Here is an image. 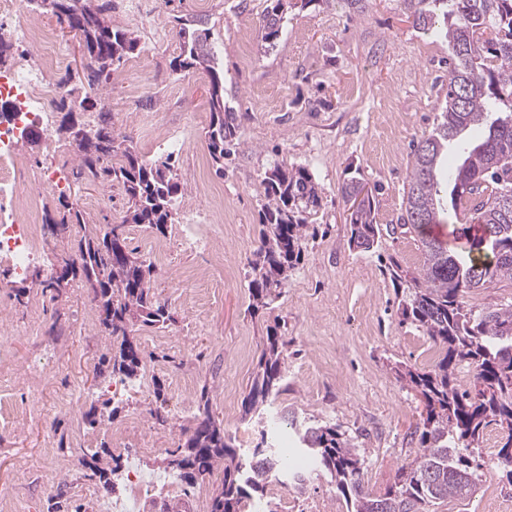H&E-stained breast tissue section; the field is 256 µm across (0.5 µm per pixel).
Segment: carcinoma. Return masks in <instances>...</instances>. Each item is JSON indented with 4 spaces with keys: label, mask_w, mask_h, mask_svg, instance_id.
I'll use <instances>...</instances> for the list:
<instances>
[{
    "label": "carcinoma",
    "mask_w": 512,
    "mask_h": 512,
    "mask_svg": "<svg viewBox=\"0 0 512 512\" xmlns=\"http://www.w3.org/2000/svg\"><path fill=\"white\" fill-rule=\"evenodd\" d=\"M329 0H268L258 19L264 48L276 47L287 11ZM44 12L79 36L87 53L88 85L110 76L112 65L139 50L136 32L112 22L114 0H82L76 20L67 14L70 0H49ZM416 28L437 31L448 41V93L440 122L412 144L405 212L398 224L376 221L373 197H364L349 219L350 246L362 252L377 247L386 236L416 233L423 264L409 272L395 260L386 268L401 288L398 310L402 322L420 329L438 348L429 370L408 368L401 377L422 397L426 417L415 431V458L401 467L383 494L365 487L363 462L354 439L331 423L299 421L280 414L299 436L303 453L286 456L273 448L257 447L240 453L232 437L210 414L203 390L197 401L201 420L183 445L169 452L166 469L187 487L224 465V480L210 503V512H244L249 502L261 501L267 481L264 470L281 475V483L297 494L307 491L310 473L300 471L309 461L326 471L346 504L347 512H430L450 497L469 498L477 491L476 471L482 456L476 452L484 430L501 431L496 465L512 479V304L474 312L466 297L496 279L512 281V0H401ZM181 52L172 59V72L202 71L209 77L210 123L205 140L215 172L224 175V159L239 140L237 116L224 101V64L213 39L209 19L175 18ZM91 146L75 143L80 178L119 187L127 198L121 223L106 231L88 232L77 243L75 259L67 266L81 275L103 324L116 342L110 375L138 379L146 363L132 327L164 329L171 321L167 306L151 286L154 270L135 256L121 229L138 224L164 236L177 215L184 186L171 165L144 160L132 142L115 133L109 113L94 123ZM265 203L260 213L258 247L249 263V310L258 314L285 293L289 273L298 264L309 229L310 211L320 207L323 188L304 166L275 165L261 178ZM465 206L469 228L466 245L457 248L428 233L441 223L446 205ZM89 222L72 206L54 226L64 231ZM287 341L278 327L267 330L258 370L243 400L244 415L273 403L286 390L284 364ZM466 365L470 387L462 390L456 368ZM107 493L117 489L119 467H91Z\"/></svg>",
    "instance_id": "obj_1"
}]
</instances>
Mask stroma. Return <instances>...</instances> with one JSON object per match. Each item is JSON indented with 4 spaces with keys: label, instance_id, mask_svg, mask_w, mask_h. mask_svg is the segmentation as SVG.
<instances>
[{
    "label": "stroma",
    "instance_id": "obj_1",
    "mask_svg": "<svg viewBox=\"0 0 512 512\" xmlns=\"http://www.w3.org/2000/svg\"><path fill=\"white\" fill-rule=\"evenodd\" d=\"M152 2L155 14L145 20L121 7L112 14L139 35V54L151 61L147 74L116 66L112 81L95 91L87 84L78 38L59 28L55 16L45 22L69 58L70 88L89 98L95 111L110 113L115 132L130 136L142 158L170 157L185 187L164 238L168 257L154 255L155 235L132 224L125 228L129 247L153 264L155 293L173 320L152 346L151 330L135 331L146 361L144 390L115 400L108 379L96 374L112 354V338L100 317L80 316L89 291L77 279L52 297L40 286L47 271L73 258L76 237L49 236L25 281L1 266L0 339L12 355L8 378L33 391L35 407L19 430L0 436V488L9 490L14 512H47L48 497L59 491L81 512H96L95 499L106 493L88 480L89 464L109 469L132 456L147 471H161L184 430L195 427L191 407L205 390L214 419L243 452L260 443L275 411L335 424L356 440L366 487L383 493L414 458V432L425 416L421 397L395 368L426 369L434 348L422 331L400 323L397 288L385 268L395 259L415 269L423 255L413 234L384 238L371 252L353 249L350 204L340 189L360 181L374 197L377 222L397 223L411 144L435 127L445 103L448 43L416 29L399 0H331L290 10L269 51L258 34L265 0ZM184 14L209 17L215 39L224 44L225 99L238 119L239 146L220 176L204 137L209 79L198 72L179 76L169 67L180 52L173 18ZM140 80L149 84L148 96L129 92ZM173 137L185 140L184 152L169 154L165 142ZM277 162L308 168L325 194L286 293L273 309L253 315L246 274L260 230V180ZM68 204L117 224L125 198L120 189L78 181L44 199V222L59 218ZM192 223L207 227L204 241L194 246L182 237ZM21 284L26 292L20 296ZM275 324L288 342V389L271 409L247 416L242 401L266 331ZM158 388L167 399L163 425L149 414ZM90 411L108 428L83 448L77 439L91 430ZM134 420L141 434L117 450L111 428ZM85 483L93 497L78 495ZM477 483L474 497L448 499L432 512H512L505 470L484 466ZM273 501L278 512H309L316 503L320 512H345L323 472L312 473L305 494L286 489Z\"/></svg>",
    "mask_w": 512,
    "mask_h": 512
}]
</instances>
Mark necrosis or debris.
<instances>
[{"instance_id":"obj_1","label":"necrosis or debris","mask_w":512,"mask_h":512,"mask_svg":"<svg viewBox=\"0 0 512 512\" xmlns=\"http://www.w3.org/2000/svg\"><path fill=\"white\" fill-rule=\"evenodd\" d=\"M11 30L23 50L10 65H0V263L14 276H24L42 254L43 198L62 192L77 178L70 164L58 162L60 151L51 138L54 109L62 91L52 73L65 68L68 59L49 50L53 30L25 0H0V31ZM43 46L39 57L29 50ZM121 498L104 501L99 512H140L144 496L174 498L180 493L175 473L145 476L129 467Z\"/></svg>"}]
</instances>
